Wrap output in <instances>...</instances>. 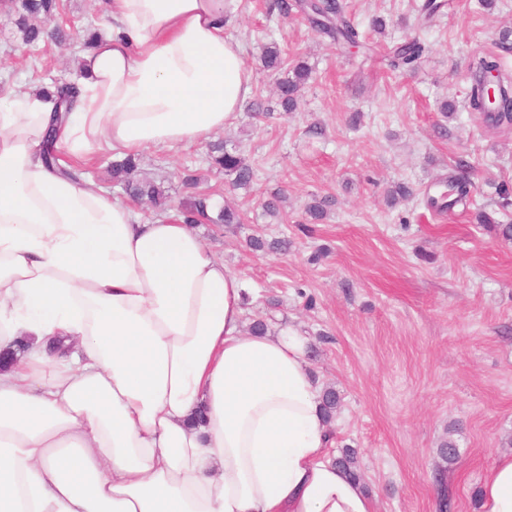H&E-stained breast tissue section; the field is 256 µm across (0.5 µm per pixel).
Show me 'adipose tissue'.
<instances>
[{
    "mask_svg": "<svg viewBox=\"0 0 512 512\" xmlns=\"http://www.w3.org/2000/svg\"><path fill=\"white\" fill-rule=\"evenodd\" d=\"M61 158L209 140L251 92L227 0H104ZM53 98L0 96V512H374L331 459L290 330L181 217L140 219L43 162ZM512 512V455L481 485Z\"/></svg>",
    "mask_w": 512,
    "mask_h": 512,
    "instance_id": "ef3b65f1",
    "label": "adipose tissue"
}]
</instances>
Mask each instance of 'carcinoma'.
I'll return each mask as SVG.
<instances>
[{
	"mask_svg": "<svg viewBox=\"0 0 512 512\" xmlns=\"http://www.w3.org/2000/svg\"><path fill=\"white\" fill-rule=\"evenodd\" d=\"M59 0H10V8L17 16V27L22 44L30 51L39 47L45 35H51L55 40L66 38L63 28L57 26L53 31L47 30V24L56 17ZM312 28L347 47L359 46L358 32L351 18L345 11L342 0H308L301 5ZM425 52V46L417 40L404 41L393 46L389 63L393 70L413 69L418 66ZM468 75L471 82L467 106L475 112L483 114L485 123L492 127L512 125V76L502 68L499 55L492 52L473 54L468 62ZM310 77V68L299 64L289 71V76L277 82V93L280 103L286 112L296 108L298 97ZM50 85L55 87L52 94L58 97L56 111H67V95L75 89L73 82H61L51 79ZM214 165L224 169V175L229 179L233 189L243 188L253 181L254 171L242 154L235 148L224 149L219 156L211 158ZM140 158L128 156L120 162L112 164V182L121 187L124 192L137 200H146L151 205L163 210L166 197L161 190L149 181L136 180L133 177L138 169ZM455 174L448 179L454 198L448 202L431 195L424 196V202L431 208L453 207L465 203L470 196L472 182L468 172L473 166L463 157L456 159ZM210 197L202 195L195 197L182 205V216L186 224H239L240 211L228 204L218 210L216 216L208 213ZM476 221L493 231L505 242L512 243V224H501L494 217V212L480 209L476 213ZM248 246L254 251H269L285 254L288 252L287 239H274L270 242L252 237ZM340 407V395L333 388L322 392L321 414L329 423L335 417ZM336 465L346 471L355 481L360 482L363 476L357 464L356 451L352 448L343 449L335 459Z\"/></svg>",
	"mask_w": 512,
	"mask_h": 512,
	"instance_id": "cac0c4a2",
	"label": "carcinoma"
}]
</instances>
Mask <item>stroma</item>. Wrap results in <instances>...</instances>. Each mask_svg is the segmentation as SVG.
Masks as SVG:
<instances>
[{"label":"stroma","mask_w":512,"mask_h":512,"mask_svg":"<svg viewBox=\"0 0 512 512\" xmlns=\"http://www.w3.org/2000/svg\"><path fill=\"white\" fill-rule=\"evenodd\" d=\"M422 0H345L363 36L351 50L309 27L300 11L272 14L270 0H234L226 37L244 47L250 101L272 107L259 121L241 110L224 131L177 151L147 148L139 177L161 186L171 210L193 193L216 205L231 200L238 224H199L207 249L244 274L257 296L246 322L288 328L306 345L312 377L332 385L343 404L330 424L331 456L357 449L375 512H481L486 468L512 435V244L474 223L470 205L439 213L422 196L439 194L456 158L474 168L472 203L496 201L512 184V128L485 131L467 107V63L496 48L512 28V0H444L433 21ZM383 18L384 32L372 30ZM55 22L71 35L42 42L29 57L15 13L0 6V95L49 78L73 79L89 25L103 26L101 0H60ZM417 38L427 51L412 71L389 68L392 46ZM276 43L288 65L306 62L311 77L297 111L277 107L263 50ZM452 101L445 116L439 107ZM320 134H311V127ZM238 146L255 171L232 190L212 150ZM418 195L386 202L392 183ZM278 198L277 214L262 208ZM331 198L322 220L307 206ZM252 237L288 238L287 255L251 250ZM458 454L444 461L441 443Z\"/></svg>","instance_id":"1"}]
</instances>
